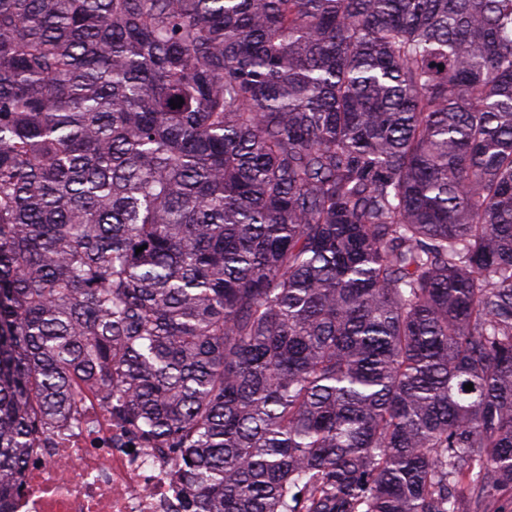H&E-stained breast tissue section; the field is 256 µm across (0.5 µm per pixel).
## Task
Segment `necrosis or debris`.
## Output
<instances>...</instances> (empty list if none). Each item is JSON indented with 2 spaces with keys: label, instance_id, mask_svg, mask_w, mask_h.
Listing matches in <instances>:
<instances>
[{
  "label": "necrosis or debris",
  "instance_id": "1",
  "mask_svg": "<svg viewBox=\"0 0 512 512\" xmlns=\"http://www.w3.org/2000/svg\"><path fill=\"white\" fill-rule=\"evenodd\" d=\"M52 431L50 447L30 451L28 493L14 512H184L171 454L126 448L94 393L78 396L71 417Z\"/></svg>",
  "mask_w": 512,
  "mask_h": 512
}]
</instances>
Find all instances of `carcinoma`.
I'll return each instance as SVG.
<instances>
[{
	"label": "carcinoma",
	"instance_id": "1",
	"mask_svg": "<svg viewBox=\"0 0 512 512\" xmlns=\"http://www.w3.org/2000/svg\"><path fill=\"white\" fill-rule=\"evenodd\" d=\"M82 390L186 512H491L512 0H0V512Z\"/></svg>",
	"mask_w": 512,
	"mask_h": 512
}]
</instances>
